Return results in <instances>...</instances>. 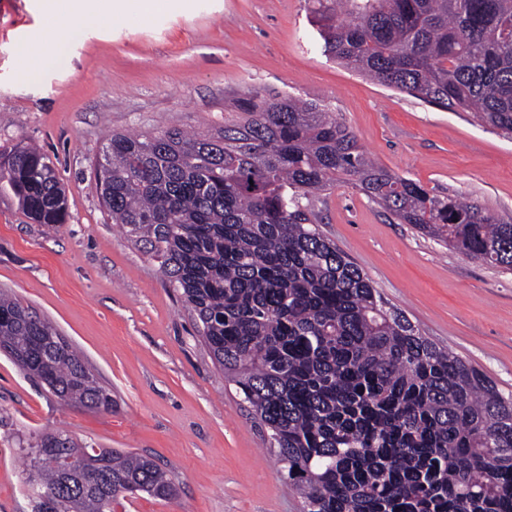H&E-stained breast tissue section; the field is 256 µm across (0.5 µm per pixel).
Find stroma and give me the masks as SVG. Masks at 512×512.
I'll return each mask as SVG.
<instances>
[{
	"label": "stroma",
	"instance_id": "obj_1",
	"mask_svg": "<svg viewBox=\"0 0 512 512\" xmlns=\"http://www.w3.org/2000/svg\"><path fill=\"white\" fill-rule=\"evenodd\" d=\"M317 0H165L72 30L33 78L43 0H0V150L37 146L67 195L61 224L0 197V293L52 323L112 395L64 403L0 352V512H32L20 440L48 429L151 456L177 493L116 512H303L267 430L215 364L158 262L105 212L93 170L108 136L218 135L236 100L290 95L331 112L378 165L512 224V140L471 113L388 89L330 59ZM319 227L436 343L512 392V271L399 223L358 188L310 201Z\"/></svg>",
	"mask_w": 512,
	"mask_h": 512
}]
</instances>
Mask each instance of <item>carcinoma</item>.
Instances as JSON below:
<instances>
[{
    "label": "carcinoma",
    "instance_id": "carcinoma-1",
    "mask_svg": "<svg viewBox=\"0 0 512 512\" xmlns=\"http://www.w3.org/2000/svg\"><path fill=\"white\" fill-rule=\"evenodd\" d=\"M327 16L330 58L389 88L472 112L512 138V0H351ZM224 135L179 128L115 133L94 173L112 221L180 291L306 512H512V393L424 336L302 205L357 187L404 224L512 271V224L375 164L354 134L290 95L241 99ZM35 224H62L54 163L36 147L0 151V196ZM61 400L109 410L82 356L20 300L0 294V348ZM61 431L19 446L25 483L53 493L33 512H114L175 486L147 455L83 447L92 484L65 467Z\"/></svg>",
    "mask_w": 512,
    "mask_h": 512
}]
</instances>
